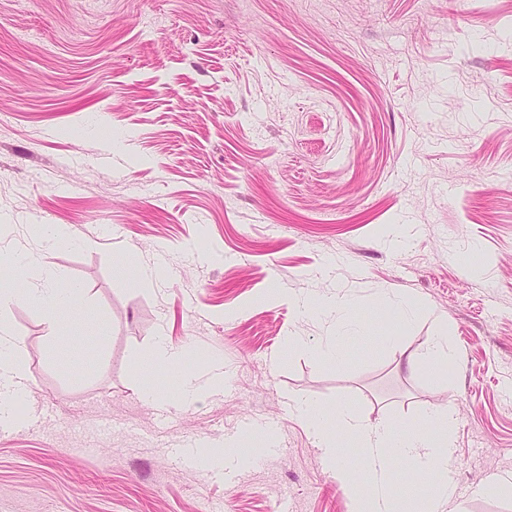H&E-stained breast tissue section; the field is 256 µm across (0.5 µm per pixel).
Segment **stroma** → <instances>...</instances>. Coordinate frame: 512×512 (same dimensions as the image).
I'll return each mask as SVG.
<instances>
[{"mask_svg":"<svg viewBox=\"0 0 512 512\" xmlns=\"http://www.w3.org/2000/svg\"><path fill=\"white\" fill-rule=\"evenodd\" d=\"M40 224L81 293L4 315L28 393L0 512H351L300 399L398 428L453 408L443 512H512L486 490L512 477V0H0V250ZM161 335L224 370L164 425L141 388L174 376L135 371ZM434 336L436 379L407 366ZM249 417L281 452L231 480L174 463L265 447Z\"/></svg>","mask_w":512,"mask_h":512,"instance_id":"35a3bbf8","label":"stroma"}]
</instances>
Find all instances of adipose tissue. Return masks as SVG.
<instances>
[{"label":"adipose tissue","mask_w":512,"mask_h":512,"mask_svg":"<svg viewBox=\"0 0 512 512\" xmlns=\"http://www.w3.org/2000/svg\"><path fill=\"white\" fill-rule=\"evenodd\" d=\"M39 235L43 248L24 249L13 254L12 266L24 268L39 266L44 270L40 287L16 289L0 288V316L18 300L43 308L47 314L70 307L79 295L76 287L60 288L58 276L45 265L46 247L66 241V234L58 227L43 225ZM184 352L173 347L166 338H159L136 365L138 373L166 369L177 376L180 403L189 404L199 400L202 390L195 374L183 371ZM25 373L19 361V344L8 326L0 320V422L8 423L15 405L22 394ZM299 414L318 447L324 450V464L335 471L337 479L348 486L353 503V512H397L398 502L388 491L391 479V457L399 455L411 462L415 469L435 474L430 487L424 488L422 496L428 512H438L440 503L451 494L446 476L453 457L451 432L455 423L452 410H430L425 418V429L400 434L389 425L372 426L364 422L350 407H338L334 417L346 431L356 435L364 450V473L372 487L364 493L355 486L346 464L336 455V436L325 426V412L312 403H302Z\"/></svg>","instance_id":"adipose-tissue-1"}]
</instances>
